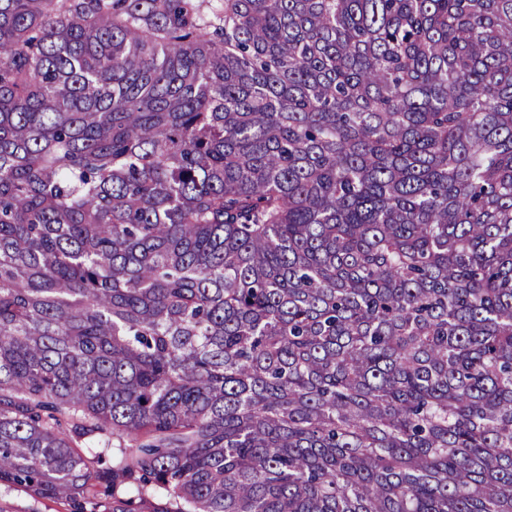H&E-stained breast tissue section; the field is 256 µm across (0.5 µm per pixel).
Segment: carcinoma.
Returning <instances> with one entry per match:
<instances>
[{
	"mask_svg": "<svg viewBox=\"0 0 512 512\" xmlns=\"http://www.w3.org/2000/svg\"><path fill=\"white\" fill-rule=\"evenodd\" d=\"M512 512V0H0V484Z\"/></svg>",
	"mask_w": 512,
	"mask_h": 512,
	"instance_id": "1",
	"label": "carcinoma"
}]
</instances>
